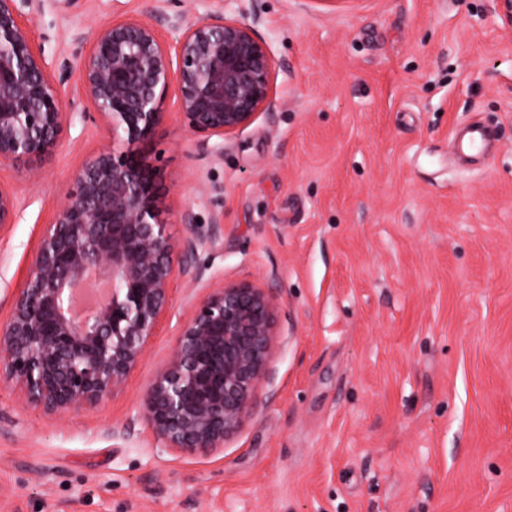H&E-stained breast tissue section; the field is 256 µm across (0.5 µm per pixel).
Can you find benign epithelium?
<instances>
[{
    "label": "benign epithelium",
    "mask_w": 512,
    "mask_h": 512,
    "mask_svg": "<svg viewBox=\"0 0 512 512\" xmlns=\"http://www.w3.org/2000/svg\"><path fill=\"white\" fill-rule=\"evenodd\" d=\"M32 4L0 0V167L51 155L74 116L24 18ZM165 21L177 37L160 24L118 20L100 27L84 52L83 97L112 137L130 146L150 138L172 86L197 134L225 139L274 110L268 46L255 25L222 13L186 26L179 17ZM159 208L133 153L104 149L82 164L0 322V382L20 386L25 404L46 414L101 404L140 363L176 281L188 278L205 295L145 389L141 413L162 447L209 453L242 426L268 377L279 299L261 280L205 276L198 248L218 241L224 225L203 226L187 208L176 244ZM16 215L14 192L0 185V229ZM100 275L107 297L77 310L76 291L95 287Z\"/></svg>",
    "instance_id": "obj_1"
}]
</instances>
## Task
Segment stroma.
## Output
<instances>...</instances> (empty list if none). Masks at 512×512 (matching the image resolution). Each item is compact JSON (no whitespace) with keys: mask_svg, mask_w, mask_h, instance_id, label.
<instances>
[{"mask_svg":"<svg viewBox=\"0 0 512 512\" xmlns=\"http://www.w3.org/2000/svg\"><path fill=\"white\" fill-rule=\"evenodd\" d=\"M252 20L276 106L243 132L185 127L174 96L138 146L164 219L196 207L199 261L279 297L270 374L211 454L156 443L141 396L202 290L172 310L112 396L47 416L0 383V512H512V25L497 0H41L33 36L75 116L41 176L0 169V319L82 163L121 140L86 117L79 42L158 13ZM478 120L493 158L456 162ZM17 199L14 192L0 183V229L15 224Z\"/></svg>","mask_w":512,"mask_h":512,"instance_id":"obj_1","label":"stroma"}]
</instances>
